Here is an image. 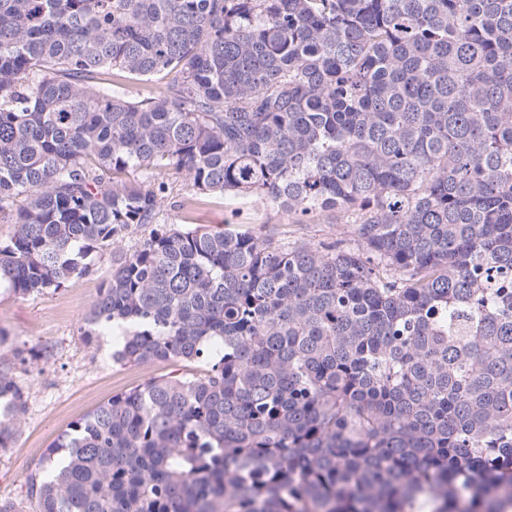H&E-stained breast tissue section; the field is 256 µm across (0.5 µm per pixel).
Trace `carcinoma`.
<instances>
[{
  "instance_id": "cac0c4a2",
  "label": "carcinoma",
  "mask_w": 512,
  "mask_h": 512,
  "mask_svg": "<svg viewBox=\"0 0 512 512\" xmlns=\"http://www.w3.org/2000/svg\"><path fill=\"white\" fill-rule=\"evenodd\" d=\"M170 169L352 238L163 226L114 260L89 330L182 372L74 423L35 512H502L512 0H0V283L89 272ZM24 404L0 358L1 448Z\"/></svg>"
}]
</instances>
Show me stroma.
I'll return each instance as SVG.
<instances>
[{"instance_id": "obj_1", "label": "stroma", "mask_w": 512, "mask_h": 512, "mask_svg": "<svg viewBox=\"0 0 512 512\" xmlns=\"http://www.w3.org/2000/svg\"><path fill=\"white\" fill-rule=\"evenodd\" d=\"M171 181L173 189L160 205L165 224H183L190 215L195 225L207 229L230 228L311 245L349 232L335 215L312 213L296 224L282 210L254 197L214 194L192 202L183 194L185 176H172ZM150 231V226L139 227L114 249L95 255L92 272L57 291L22 296L0 287V357L12 359L17 348L37 352L36 358L15 369L27 406L9 447L0 449V499L25 501L28 479L37 472L43 453L75 422L113 395L173 372L170 363L114 362L110 330L84 333V317L114 257L131 251Z\"/></svg>"}]
</instances>
